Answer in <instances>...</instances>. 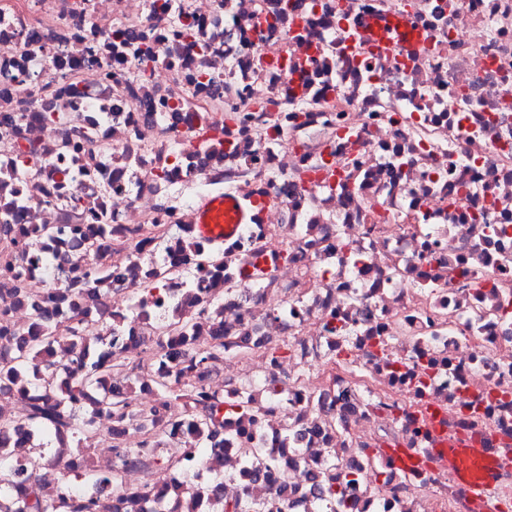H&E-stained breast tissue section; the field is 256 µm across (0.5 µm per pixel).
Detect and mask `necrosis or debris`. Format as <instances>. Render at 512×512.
Wrapping results in <instances>:
<instances>
[{
  "label": "necrosis or debris",
  "instance_id": "necrosis-or-debris-1",
  "mask_svg": "<svg viewBox=\"0 0 512 512\" xmlns=\"http://www.w3.org/2000/svg\"><path fill=\"white\" fill-rule=\"evenodd\" d=\"M164 9H157V2ZM397 19L423 49L375 54ZM251 197L200 268L203 202ZM49 236L32 259L3 227ZM107 225L90 249L76 234ZM98 288L95 327L154 335L187 296L224 331L202 383L249 413L224 445L166 402L163 512H217L174 492L224 474L255 512H468L433 453L478 437L504 464L482 512L512 503V0H0V312L38 324L11 293ZM154 319L134 296L149 273ZM288 344L274 357L275 342ZM424 457L399 467L392 449Z\"/></svg>",
  "mask_w": 512,
  "mask_h": 512
}]
</instances>
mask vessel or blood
Here are the masks:
<instances>
[{"mask_svg":"<svg viewBox=\"0 0 512 512\" xmlns=\"http://www.w3.org/2000/svg\"><path fill=\"white\" fill-rule=\"evenodd\" d=\"M233 210L236 219H243L245 212L234 209L231 199L216 196L208 199L199 217V232L208 239L222 240L229 227L224 222L226 210ZM438 455L447 459L448 467L469 489L473 497H481L485 486L499 475L498 462L489 456L474 439L439 442Z\"/></svg>","mask_w":512,"mask_h":512,"instance_id":"obj_1","label":"vessel or blood"}]
</instances>
